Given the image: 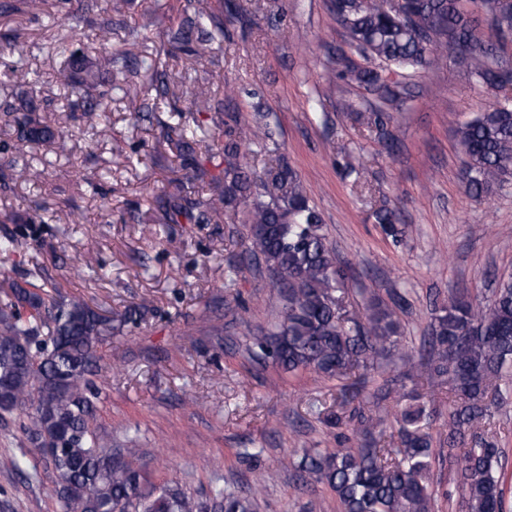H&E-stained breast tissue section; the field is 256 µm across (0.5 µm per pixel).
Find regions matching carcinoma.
Returning a JSON list of instances; mask_svg holds the SVG:
<instances>
[{
	"label": "carcinoma",
	"mask_w": 512,
	"mask_h": 512,
	"mask_svg": "<svg viewBox=\"0 0 512 512\" xmlns=\"http://www.w3.org/2000/svg\"><path fill=\"white\" fill-rule=\"evenodd\" d=\"M497 0H404L395 7L387 0H333L351 46L374 66H360L346 54L335 57L339 76L377 97L365 108L367 125L391 146L386 128L387 108L402 101L405 88L394 92L390 77L411 74L433 64L441 52H456L457 64L470 70L476 82L495 88L502 81L501 57L493 54L475 33L471 6L497 14L498 36L512 34V12L496 13ZM54 6L71 13L72 0H3L0 14H26L36 19ZM129 0H79L76 11L100 10L101 38L112 40L113 25L124 16ZM79 45L55 74L67 89L70 106L82 112L85 125L107 130L112 90L106 75L136 65L152 72L159 96L169 94L165 73L154 59L128 52L108 53L95 62L87 59L82 34L70 29ZM167 42L183 55L211 56L224 41V20L212 0H185L177 28L166 32ZM3 76L19 89L21 106L12 114L18 139L24 144L53 142L66 150L62 133L35 120L40 97L39 75L23 63V56L7 64ZM189 114L224 111V99L209 90L192 94ZM467 157L464 178L469 190L481 196L512 176V103L499 101L456 130ZM261 127L224 130L217 148L180 137V156L198 166L207 179L201 200L171 197L164 205L166 220L180 224H218L224 214L241 215L248 227L243 260H261L272 273L281 300V320L261 329L247 351L255 359L271 358L290 374L313 371L341 381L351 372H368L378 359L399 346L398 308L378 298L364 311L348 308V272L337 261L323 230L321 213L299 173L284 161L258 176L244 162L249 142H266ZM13 176L37 180L44 171L24 157L11 162ZM383 231L396 237L397 215L387 208L375 211ZM33 280L21 285L0 270L4 301L0 302V410L31 406L26 435L40 450L46 466L57 474L51 489L60 512H258L259 492L216 489L205 498L189 494L176 482L146 483L126 461L129 448L105 443L91 424L95 394L87 376L100 366L99 346L117 327L136 324L147 304L112 317L77 297H67L58 284L37 269ZM432 355L425 372L448 380L455 404L448 416V462L457 464L452 480L461 495L462 512H505V491L497 476L500 448L493 435L479 431L489 406L508 399L501 381L512 374V279L501 281L482 309L463 297L434 303ZM429 418L419 403L405 406L398 419L399 445L379 447L373 420L364 409L336 412L327 422L350 426L363 434L358 448L305 452L291 457L303 484L328 486L340 512H430L436 490L429 474L436 459L431 438L423 431Z\"/></svg>",
	"instance_id": "obj_1"
}]
</instances>
